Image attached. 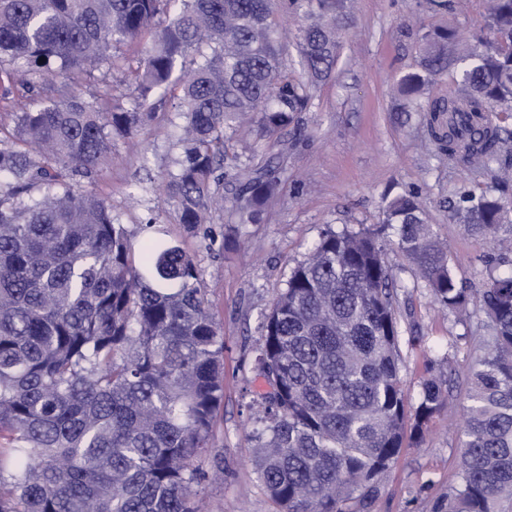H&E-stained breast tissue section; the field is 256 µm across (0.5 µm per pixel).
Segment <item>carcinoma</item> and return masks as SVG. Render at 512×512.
I'll return each mask as SVG.
<instances>
[{"label":"carcinoma","mask_w":512,"mask_h":512,"mask_svg":"<svg viewBox=\"0 0 512 512\" xmlns=\"http://www.w3.org/2000/svg\"><path fill=\"white\" fill-rule=\"evenodd\" d=\"M307 24L295 44L305 81L288 74V41L274 18ZM347 0H0V67L32 93L0 142V438L15 445L0 469V512H202L198 487L224 475L212 432L224 398V335L194 258L161 239L141 242L94 195L112 137H130L171 107L184 119L183 158L170 188L181 222L204 216L223 179L224 135L245 120L260 136L306 111L341 48ZM490 40L449 27L420 38L401 76L399 112H423L428 143L457 164L512 180V0H490ZM155 31L134 69L137 108L103 103L99 83L122 66L114 43ZM209 53L195 57L202 46ZM100 73L95 78L94 72ZM86 81L76 93H35L46 74ZM453 77L444 98L425 95ZM180 94H170L171 87ZM241 223L262 219L275 172L240 169ZM490 191L466 192L454 218L491 242L476 291L485 352L466 377L462 455L448 512H512V211ZM384 225L327 230L290 271L264 316L256 369L269 391L248 404L257 479L279 512H364L380 477L450 393L453 344L428 366L418 399L401 378L396 279L382 234L434 303L466 312L471 294L413 193L390 199ZM507 266L509 271L500 268Z\"/></svg>","instance_id":"obj_1"}]
</instances>
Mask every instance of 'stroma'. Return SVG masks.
<instances>
[{
	"instance_id": "1",
	"label": "stroma",
	"mask_w": 512,
	"mask_h": 512,
	"mask_svg": "<svg viewBox=\"0 0 512 512\" xmlns=\"http://www.w3.org/2000/svg\"><path fill=\"white\" fill-rule=\"evenodd\" d=\"M488 7L489 0H455L453 11L440 15L429 11L426 0H352L340 59L298 124L271 144L253 133L232 135L226 178L216 191L220 203L204 228L181 224L171 195V176L182 157L176 113L159 115L134 139L113 138L94 179L74 181L75 193L106 201L133 242L148 235L178 241L201 271L224 334V404L213 440L224 459V480L205 484L200 497L206 512H278L256 478L246 440L252 428L246 405L267 389L253 360L264 314L322 231L377 228L386 194L414 192L435 234L448 242L458 282L482 288L487 275L481 257L491 246L468 235L451 209L460 191L478 194L493 183L483 168L425 149L424 115L398 111L397 82L414 65L424 31L450 26L466 39L485 34ZM245 163L255 169L276 165L281 186L265 203L262 221L242 228L233 210L234 175ZM385 243L406 338L404 387L417 394L429 361L450 347L456 388L431 420L425 442L403 448L367 512H441L462 453L457 425L469 367L483 352L480 331L476 317L435 309L393 238ZM412 336L417 344H409Z\"/></svg>"
}]
</instances>
